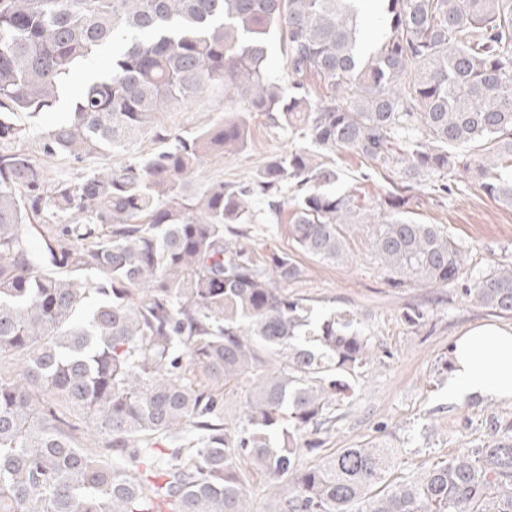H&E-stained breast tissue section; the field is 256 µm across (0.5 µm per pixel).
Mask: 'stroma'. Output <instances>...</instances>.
I'll use <instances>...</instances> for the list:
<instances>
[{"instance_id":"35a3bbf8","label":"stroma","mask_w":512,"mask_h":512,"mask_svg":"<svg viewBox=\"0 0 512 512\" xmlns=\"http://www.w3.org/2000/svg\"><path fill=\"white\" fill-rule=\"evenodd\" d=\"M224 91L209 90L196 101L159 113L157 122L172 133L194 135L220 118ZM245 150L207 162L195 183L247 181L276 154L302 146L292 131L278 127L264 114H253ZM338 189L352 190L359 203L375 207L388 190L383 176L369 173L355 151L336 153ZM414 217L423 224H440L450 236L464 241L466 270L512 260V206L485 195L476 178L462 174L452 194L439 197L425 186L415 191ZM353 260L325 264L302 258L305 276L289 284V295L307 299L315 314L350 311L375 347V359L354 382V395L344 404L342 417L325 435L323 453L380 439L399 450L398 475L411 476L462 448L484 443L494 420L512 418V400L472 397L456 403L448 399L451 357L458 336L470 327L493 322L512 325V314L499 315L463 298L456 285L439 288L416 283L392 287L389 275L368 251L365 234L351 231ZM425 313L421 326L403 320L408 309Z\"/></svg>"}]
</instances>
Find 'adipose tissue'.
I'll use <instances>...</instances> for the list:
<instances>
[{"instance_id": "ef3b65f1", "label": "adipose tissue", "mask_w": 512, "mask_h": 512, "mask_svg": "<svg viewBox=\"0 0 512 512\" xmlns=\"http://www.w3.org/2000/svg\"><path fill=\"white\" fill-rule=\"evenodd\" d=\"M448 395L512 400V326L486 324L459 337L451 351Z\"/></svg>"}]
</instances>
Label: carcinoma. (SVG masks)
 <instances>
[{"instance_id": "cac0c4a2", "label": "carcinoma", "mask_w": 512, "mask_h": 512, "mask_svg": "<svg viewBox=\"0 0 512 512\" xmlns=\"http://www.w3.org/2000/svg\"><path fill=\"white\" fill-rule=\"evenodd\" d=\"M359 2L0 0V361H20L0 372V512H251V471L273 512H512V422L392 484L379 440L300 464L353 389L334 373L358 377L373 347L351 312L315 323L288 295L296 254L347 263L359 226L392 286L457 283L512 314V262L466 277L464 242L407 210L423 184L450 194L460 169L512 205V0H375L372 40ZM274 36L287 96L268 71ZM78 68L91 75L68 97ZM214 84L218 121L158 127ZM66 97L27 145L19 118ZM254 112L308 146L192 191L207 160L244 148ZM148 131L166 148L129 153ZM344 148L388 181L375 214L327 190ZM112 154L72 176L40 162ZM257 198L291 208L292 251L259 259L246 243ZM242 378L243 415L226 418L224 386ZM71 417L104 443H78Z\"/></svg>"}]
</instances>
